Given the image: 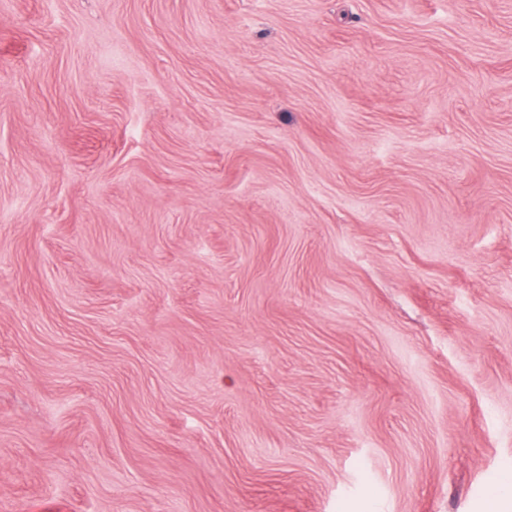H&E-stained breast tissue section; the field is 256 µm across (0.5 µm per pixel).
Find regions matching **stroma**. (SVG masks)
I'll return each mask as SVG.
<instances>
[{
  "label": "stroma",
  "instance_id": "stroma-1",
  "mask_svg": "<svg viewBox=\"0 0 512 512\" xmlns=\"http://www.w3.org/2000/svg\"><path fill=\"white\" fill-rule=\"evenodd\" d=\"M509 470L512 0H0V512Z\"/></svg>",
  "mask_w": 512,
  "mask_h": 512
}]
</instances>
